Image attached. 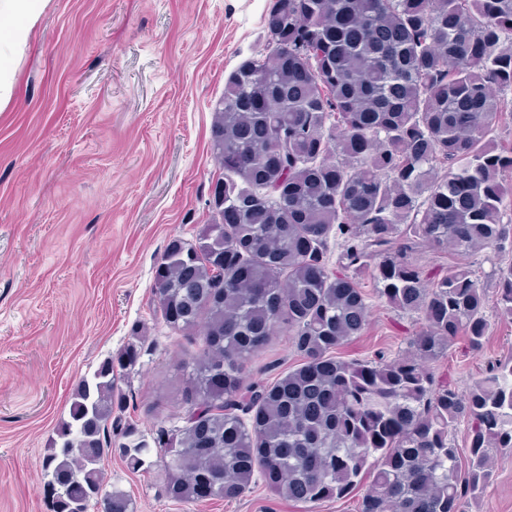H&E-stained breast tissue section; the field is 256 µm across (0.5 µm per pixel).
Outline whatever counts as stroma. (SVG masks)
Segmentation results:
<instances>
[{
  "instance_id": "1",
  "label": "stroma",
  "mask_w": 512,
  "mask_h": 512,
  "mask_svg": "<svg viewBox=\"0 0 512 512\" xmlns=\"http://www.w3.org/2000/svg\"><path fill=\"white\" fill-rule=\"evenodd\" d=\"M274 0H47L0 110V512H48L44 460L71 393L138 342L117 382L150 454L143 470L105 459L104 492L136 512H295L264 485L234 501L176 502L160 431L181 426L182 363L198 331L164 322L154 271L169 239L194 240L218 174L212 108L229 76L262 52ZM429 269L466 261L482 280L512 250L466 257L419 248ZM363 288L370 292L371 281ZM369 324L340 356L413 355L414 317L372 296ZM512 354V322L493 319L482 351L456 343L433 365L467 388L488 361ZM298 357L276 332L249 364L277 378ZM471 512H512V452Z\"/></svg>"
}]
</instances>
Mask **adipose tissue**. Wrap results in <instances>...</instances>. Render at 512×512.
<instances>
[{"instance_id":"ef3b65f1","label":"adipose tissue","mask_w":512,"mask_h":512,"mask_svg":"<svg viewBox=\"0 0 512 512\" xmlns=\"http://www.w3.org/2000/svg\"><path fill=\"white\" fill-rule=\"evenodd\" d=\"M45 0H0V109L12 95L15 75Z\"/></svg>"}]
</instances>
